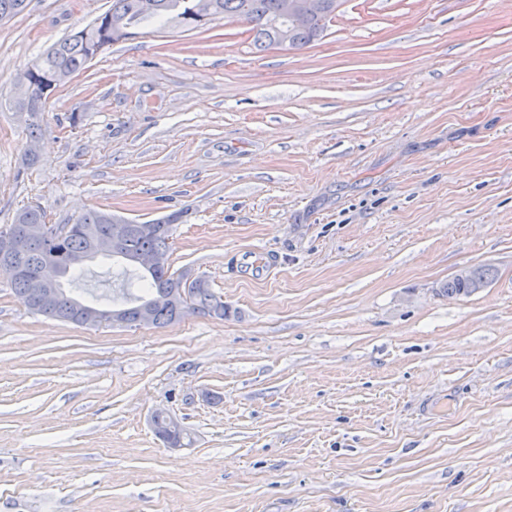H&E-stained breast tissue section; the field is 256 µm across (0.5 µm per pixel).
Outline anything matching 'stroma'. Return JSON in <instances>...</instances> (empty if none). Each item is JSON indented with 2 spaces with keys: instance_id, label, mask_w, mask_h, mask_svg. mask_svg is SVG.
I'll list each match as a JSON object with an SVG mask.
<instances>
[{
  "instance_id": "obj_1",
  "label": "stroma",
  "mask_w": 512,
  "mask_h": 512,
  "mask_svg": "<svg viewBox=\"0 0 512 512\" xmlns=\"http://www.w3.org/2000/svg\"><path fill=\"white\" fill-rule=\"evenodd\" d=\"M111 5L0 21V98ZM41 125L24 167L0 106V226L35 202L181 213L171 268L229 314L82 327L0 274V512H512V0H341L321 39L265 52L238 19L148 26ZM479 265L485 288L441 293ZM166 418L167 416L163 413L157 414V416L154 418L156 433L166 443L165 444L163 442L166 447L175 449L187 445L189 440L187 443L185 442L187 434L184 432V429L179 426H174L173 428L169 429V425L166 423Z\"/></svg>"
}]
</instances>
